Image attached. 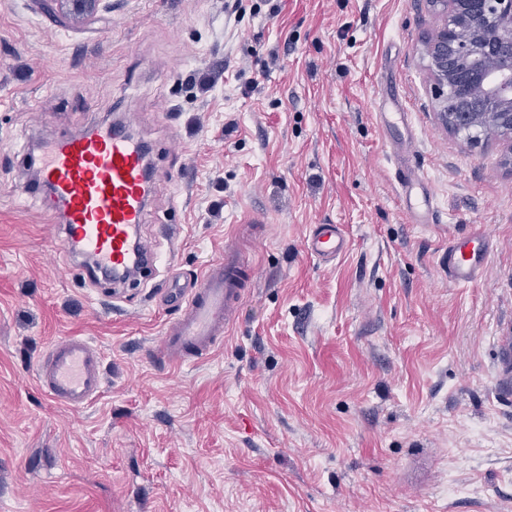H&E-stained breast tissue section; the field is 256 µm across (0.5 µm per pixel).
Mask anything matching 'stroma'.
<instances>
[{
  "instance_id": "obj_1",
  "label": "stroma",
  "mask_w": 512,
  "mask_h": 512,
  "mask_svg": "<svg viewBox=\"0 0 512 512\" xmlns=\"http://www.w3.org/2000/svg\"><path fill=\"white\" fill-rule=\"evenodd\" d=\"M224 3L112 0L82 20L0 0V512H512V167L495 136L438 123L435 17L425 0ZM124 97L154 152L140 236L162 258L134 285L80 276L47 199L20 193L28 152ZM408 140L431 224L396 178ZM315 224L342 225L346 254L311 257ZM474 232L493 250L460 287L441 258ZM231 240L257 278L223 345L156 370L170 279ZM66 337L102 357L77 410L36 379Z\"/></svg>"
}]
</instances>
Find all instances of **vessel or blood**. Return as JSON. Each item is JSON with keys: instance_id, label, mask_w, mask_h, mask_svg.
Masks as SVG:
<instances>
[{"instance_id": "obj_1", "label": "vessel or blood", "mask_w": 512, "mask_h": 512, "mask_svg": "<svg viewBox=\"0 0 512 512\" xmlns=\"http://www.w3.org/2000/svg\"><path fill=\"white\" fill-rule=\"evenodd\" d=\"M397 179L414 220L433 223L431 201L412 198L414 186L423 182L418 170L400 167ZM150 184V152L124 120L57 141L39 160L35 185L23 191L47 193L61 225L63 251L91 256V271L97 275L122 270L137 257L132 243L143 222ZM305 248L317 260L331 262L348 251L349 240L342 225L317 224L307 234ZM489 255L483 235L453 238L443 260L449 281L474 283ZM254 273V265L228 242L223 256L209 262L200 277L170 289L167 296L177 302L179 315L153 352L155 365L169 370L209 355L235 323ZM37 379L49 399L71 409L94 401L104 384L99 357L78 337L52 344L38 363Z\"/></svg>"}]
</instances>
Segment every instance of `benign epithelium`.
<instances>
[{
    "instance_id": "benign-epithelium-1",
    "label": "benign epithelium",
    "mask_w": 512,
    "mask_h": 512,
    "mask_svg": "<svg viewBox=\"0 0 512 512\" xmlns=\"http://www.w3.org/2000/svg\"><path fill=\"white\" fill-rule=\"evenodd\" d=\"M90 18L104 0H52ZM437 24L423 54L438 119L454 134L488 130L512 150V0H425Z\"/></svg>"
}]
</instances>
